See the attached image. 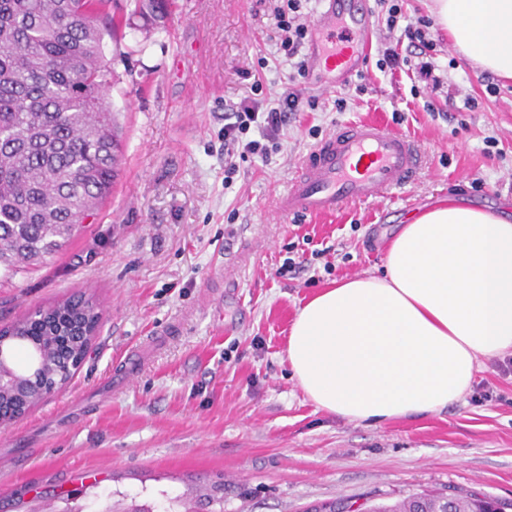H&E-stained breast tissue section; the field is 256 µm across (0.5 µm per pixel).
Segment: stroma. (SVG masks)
I'll list each match as a JSON object with an SVG mask.
<instances>
[{
  "mask_svg": "<svg viewBox=\"0 0 512 512\" xmlns=\"http://www.w3.org/2000/svg\"><path fill=\"white\" fill-rule=\"evenodd\" d=\"M177 4L164 25L134 17L104 39L122 144L111 195L63 250L0 277V327L73 296L102 310L67 384L0 425V512H308L331 501L365 512L453 487L512 500V374L496 360L476 378L490 399L469 393L374 423L318 409L284 353L297 308L338 279L376 274L391 236L429 206L512 219V83L433 29L436 73L454 98L412 94L406 74L372 58L365 93L301 83L316 108L291 114L278 150L241 162L228 185L226 105L270 106L288 85L275 0ZM467 95L474 110L461 107ZM361 119L421 143L414 181L328 215L274 217L305 156ZM134 349L142 366L129 378Z\"/></svg>",
  "mask_w": 512,
  "mask_h": 512,
  "instance_id": "35a3bbf8",
  "label": "stroma"
}]
</instances>
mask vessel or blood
<instances>
[{
    "label": "vessel or blood",
    "instance_id": "1",
    "mask_svg": "<svg viewBox=\"0 0 512 512\" xmlns=\"http://www.w3.org/2000/svg\"><path fill=\"white\" fill-rule=\"evenodd\" d=\"M311 24L308 70L313 85L329 91L358 74L374 37L364 0H322ZM425 154L406 134L377 120L352 122L325 139L302 161L279 215L331 213L342 205L373 199L407 186Z\"/></svg>",
    "mask_w": 512,
    "mask_h": 512
}]
</instances>
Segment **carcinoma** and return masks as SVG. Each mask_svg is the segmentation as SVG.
Listing matches in <instances>:
<instances>
[{
  "label": "carcinoma",
  "instance_id": "carcinoma-1",
  "mask_svg": "<svg viewBox=\"0 0 512 512\" xmlns=\"http://www.w3.org/2000/svg\"><path fill=\"white\" fill-rule=\"evenodd\" d=\"M108 0H0V275L10 277L62 250L112 193L122 151L106 105L112 70L104 60L100 15ZM146 22L164 21L171 0H128ZM91 298H68L11 323L37 336L44 370L81 352L76 337L100 325ZM24 411L31 393L1 394ZM486 502L468 490H425L368 512H472Z\"/></svg>",
  "mask_w": 512,
  "mask_h": 512
}]
</instances>
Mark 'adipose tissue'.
<instances>
[{
  "label": "adipose tissue",
  "instance_id": "ef3b65f1",
  "mask_svg": "<svg viewBox=\"0 0 512 512\" xmlns=\"http://www.w3.org/2000/svg\"><path fill=\"white\" fill-rule=\"evenodd\" d=\"M437 24L482 70L512 80V0H434ZM378 275L299 306L286 357L319 409L387 422L441 411L481 362L512 352V221L455 204L403 225Z\"/></svg>",
  "mask_w": 512,
  "mask_h": 512
}]
</instances>
